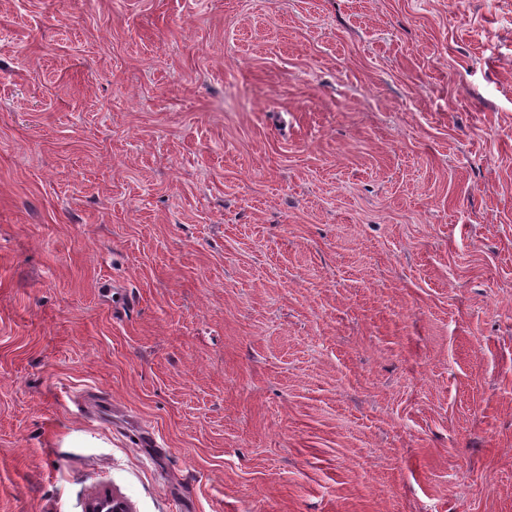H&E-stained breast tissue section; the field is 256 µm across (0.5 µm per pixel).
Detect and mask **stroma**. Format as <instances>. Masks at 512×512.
Returning a JSON list of instances; mask_svg holds the SVG:
<instances>
[{"label":"stroma","mask_w":512,"mask_h":512,"mask_svg":"<svg viewBox=\"0 0 512 512\" xmlns=\"http://www.w3.org/2000/svg\"><path fill=\"white\" fill-rule=\"evenodd\" d=\"M512 512V0H0V512ZM128 505L109 491L100 492L88 501L86 512H130Z\"/></svg>","instance_id":"1"}]
</instances>
